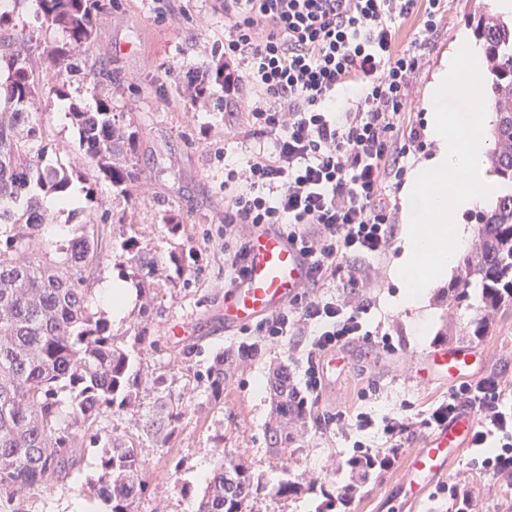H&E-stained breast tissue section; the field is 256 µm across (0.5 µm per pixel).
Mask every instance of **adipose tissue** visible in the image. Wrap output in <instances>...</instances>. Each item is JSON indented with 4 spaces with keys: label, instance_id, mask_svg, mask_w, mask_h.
Listing matches in <instances>:
<instances>
[{
    "label": "adipose tissue",
    "instance_id": "obj_1",
    "mask_svg": "<svg viewBox=\"0 0 512 512\" xmlns=\"http://www.w3.org/2000/svg\"><path fill=\"white\" fill-rule=\"evenodd\" d=\"M483 56L481 42L460 31L426 85V132L435 149L401 194L404 251L394 271L410 307L455 265L470 238V213L494 204L502 191L486 167L493 114L483 105Z\"/></svg>",
    "mask_w": 512,
    "mask_h": 512
}]
</instances>
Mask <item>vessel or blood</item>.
<instances>
[{"label":"vessel or blood","instance_id":"b4317fda","mask_svg":"<svg viewBox=\"0 0 512 512\" xmlns=\"http://www.w3.org/2000/svg\"><path fill=\"white\" fill-rule=\"evenodd\" d=\"M310 265L299 249L277 229L265 227L250 237L244 275L224 297V327H243L284 309L307 283ZM481 353L469 345H443L420 354L410 372L421 385L455 384L478 380L483 372ZM475 414L466 410L433 430L406 462L403 493L418 501L449 464L470 446Z\"/></svg>","mask_w":512,"mask_h":512}]
</instances>
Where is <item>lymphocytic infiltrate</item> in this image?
Listing matches in <instances>:
<instances>
[{"label":"lymphocytic infiltrate","instance_id":"lymphocytic-infiltrate-1","mask_svg":"<svg viewBox=\"0 0 512 512\" xmlns=\"http://www.w3.org/2000/svg\"><path fill=\"white\" fill-rule=\"evenodd\" d=\"M224 12V109L246 104L253 145L246 164H224V283L246 270L247 228L274 226L311 263V278L284 310L263 318L259 336L305 339L306 388L321 386L317 357L364 335L360 291L370 276L354 265L388 249L396 216L387 190L401 185L410 149L422 147L405 121L417 75L438 37L447 0H218ZM418 16L414 39L398 21ZM341 283L340 295L329 294ZM488 377L466 383L434 411L440 424L472 409L473 445L498 449L488 472L512 470V412Z\"/></svg>","mask_w":512,"mask_h":512}]
</instances>
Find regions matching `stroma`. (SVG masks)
<instances>
[{
  "instance_id": "1",
  "label": "stroma",
  "mask_w": 512,
  "mask_h": 512,
  "mask_svg": "<svg viewBox=\"0 0 512 512\" xmlns=\"http://www.w3.org/2000/svg\"><path fill=\"white\" fill-rule=\"evenodd\" d=\"M491 4L492 0H448L443 29L418 83H426L457 31L474 29L479 7ZM94 23L100 36L90 56L103 68L100 77L89 75L82 60H74L60 74L61 94L42 98L38 117L56 148L47 161L67 166L77 162L78 132L69 116L71 104L92 110L98 98H111L114 110L123 113L136 133L141 173L137 199L126 205L105 183L89 197L77 184L72 189L75 206L94 210L99 217L130 209L129 221L144 244L167 251L182 243L198 253L188 282L164 289L148 320L157 344L144 350V370L171 372L172 392L184 395L187 414L169 447L157 448L148 441L139 445L149 488L138 512H195L194 498L181 495L179 486H201L222 450L249 463L266 485L277 484L288 473L303 483L316 476L331 489L351 483L346 462L358 449L366 454L389 452L393 458L356 491L347 512H448L452 486L471 491V512H512V485L503 475L488 474L482 453L472 448L419 501L404 509L398 506L406 458L429 432L425 419L447 404L452 391L448 385L419 387L411 382L417 354L442 344L446 332L452 343L481 346L484 376L497 378L501 397L512 402V308L498 311L484 335H475L482 316L480 289H471L468 302L457 305L450 301L445 278L430 288L424 307H401V290L393 275L403 252L398 235L386 254L375 259L376 276L364 291L379 341L346 346L349 364L337 372L335 386L321 387L318 418L309 423L301 447H267L269 399L256 385L266 378L270 365L281 363L288 365L297 388H304L302 339L261 342L243 330H225L219 318L224 304V158L248 157L241 141H225L224 124L245 126L246 114H225L224 87L219 83L196 104L180 94L188 72L223 62L224 13L215 0H111ZM62 42L61 34L42 28L35 0H18L11 20L0 24V44H26L37 69L45 66L47 50ZM171 211L181 222L175 237L163 221ZM122 231L119 224L101 225L99 258L86 272L91 288L118 275L112 244ZM183 319L192 323L199 347L187 363L177 357L181 342L167 333ZM253 343L259 348L257 355L225 386L223 402L209 400L195 376L205 371L211 353ZM395 419L409 422V435L389 433L388 425ZM96 477V455L89 449L70 477L21 497L20 512H87L94 503L87 485Z\"/></svg>"
}]
</instances>
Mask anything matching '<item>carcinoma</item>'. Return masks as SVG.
Masks as SVG:
<instances>
[{"label": "carcinoma", "instance_id": "obj_1", "mask_svg": "<svg viewBox=\"0 0 512 512\" xmlns=\"http://www.w3.org/2000/svg\"><path fill=\"white\" fill-rule=\"evenodd\" d=\"M42 24L60 31L56 52L61 63L86 53L99 37L94 16L106 0H36ZM476 30L483 41L491 80L490 103L496 114L490 162L503 190L495 207L478 216V244L465 256L448 292L469 299L481 288L484 307L496 313L512 304V20L482 11ZM58 73L47 67L32 75L28 55L0 53V512H18L15 501L71 473L81 459L80 445L97 451L98 476L90 490L110 512H136L145 496L144 461L126 435L102 426L107 414L132 411L137 430L156 447L167 448L186 413L173 397L167 371L143 380L140 354L154 345L149 330L135 322L126 331L91 308L92 291L84 276L97 258L99 230L90 211L71 209L75 221L56 259L47 262L36 248L48 210L44 199L71 201L74 182L86 193L103 181L131 199L139 172L136 134L111 100L98 99L95 111L74 106L69 115L79 135L78 165L45 164L53 150L37 123L35 106L42 92H60ZM121 277L158 300L164 284L184 278L197 253L184 246L164 252L144 245L136 233H123L116 244ZM224 351L214 352L201 376L211 400L224 399L230 372ZM271 420L267 447L279 450L298 442V423L310 415L308 404L285 366L273 368L266 381ZM66 405L77 434L61 424ZM386 458L354 455L348 460L357 482L326 500L344 505L358 484L384 467ZM264 485L246 462L221 456L197 494V512H246ZM303 484L285 474L275 488L281 500L296 499Z\"/></svg>", "mask_w": 512, "mask_h": 512}]
</instances>
